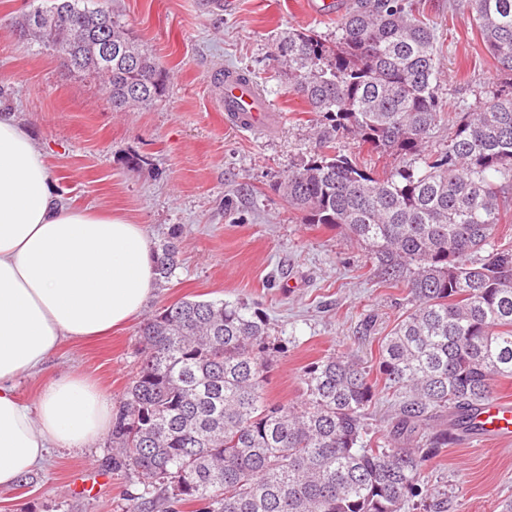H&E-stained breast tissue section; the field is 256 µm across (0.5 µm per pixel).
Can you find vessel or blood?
Instances as JSON below:
<instances>
[{"instance_id":"1","label":"vessel or blood","mask_w":512,"mask_h":512,"mask_svg":"<svg viewBox=\"0 0 512 512\" xmlns=\"http://www.w3.org/2000/svg\"><path fill=\"white\" fill-rule=\"evenodd\" d=\"M225 116L237 129L257 132L270 128L274 110L260 94L256 84L238 71L226 70L218 96ZM480 435L512 438V402L491 400L485 402L473 421Z\"/></svg>"}]
</instances>
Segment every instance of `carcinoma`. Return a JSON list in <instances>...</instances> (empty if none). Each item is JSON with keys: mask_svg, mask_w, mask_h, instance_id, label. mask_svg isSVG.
Returning <instances> with one entry per match:
<instances>
[{"mask_svg": "<svg viewBox=\"0 0 512 512\" xmlns=\"http://www.w3.org/2000/svg\"><path fill=\"white\" fill-rule=\"evenodd\" d=\"M470 2L485 48L512 76V0ZM17 30L99 75L115 112L166 94V71L90 0H53ZM105 37L121 48L109 63L95 51ZM440 54L413 0H351L336 41L295 30L276 48L289 89L321 128L318 152L279 191L303 223L345 231L384 282L407 288L410 308L382 340L378 365L405 446L368 438L376 383L353 359L312 364L299 403L271 402L266 321L242 303L178 301L139 327L140 371L112 425L114 464L143 479L160 512H408L427 496L422 466L451 440L412 436L444 409L472 424L495 382L512 379V242L498 234L512 186V91L445 111ZM445 126L446 144L429 149ZM344 132L413 164L379 175L341 152ZM179 238L175 227L157 253L160 282L175 272Z\"/></svg>", "mask_w": 512, "mask_h": 512, "instance_id": "cac0c4a2", "label": "carcinoma"}]
</instances>
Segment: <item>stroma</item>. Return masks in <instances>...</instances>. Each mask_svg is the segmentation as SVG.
<instances>
[{
    "mask_svg": "<svg viewBox=\"0 0 512 512\" xmlns=\"http://www.w3.org/2000/svg\"><path fill=\"white\" fill-rule=\"evenodd\" d=\"M43 0H0V109L12 112L44 152L62 196L122 214L161 247L181 227L177 269L145 308L181 299L247 304L269 325L273 363L268 399H302L306 368L348 356L379 379V347L408 308L402 288L379 277L366 249L345 232L302 223L278 190L289 168L318 149L306 103L288 90L275 60L289 31L336 38V14H313L310 0H102L167 70L166 96L113 111L98 77L63 65L52 49L19 36L16 23ZM441 49L437 95L452 107L502 88L505 75L475 27L469 0H425ZM248 75L279 116L267 133L238 131L216 104L224 71ZM138 322L112 334L64 342L45 372L23 378L34 401L50 377L79 373L120 405L141 364ZM110 436L83 450L55 449L25 478L0 489V512H151L133 473L114 467ZM440 491L443 512H502L512 501V439L461 434L421 469Z\"/></svg>",
    "mask_w": 512,
    "mask_h": 512,
    "instance_id": "stroma-1",
    "label": "stroma"
}]
</instances>
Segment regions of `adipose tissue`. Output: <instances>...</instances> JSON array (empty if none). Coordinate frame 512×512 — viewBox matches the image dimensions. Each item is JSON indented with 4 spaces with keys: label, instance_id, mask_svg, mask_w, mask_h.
Returning a JSON list of instances; mask_svg holds the SVG:
<instances>
[{
    "label": "adipose tissue",
    "instance_id": "1",
    "mask_svg": "<svg viewBox=\"0 0 512 512\" xmlns=\"http://www.w3.org/2000/svg\"><path fill=\"white\" fill-rule=\"evenodd\" d=\"M154 266L142 225L71 205L31 135L0 113V489L50 449L87 448L111 431L112 399L89 379L53 377L31 404L17 384L41 373L63 340L139 316Z\"/></svg>",
    "mask_w": 512,
    "mask_h": 512
}]
</instances>
